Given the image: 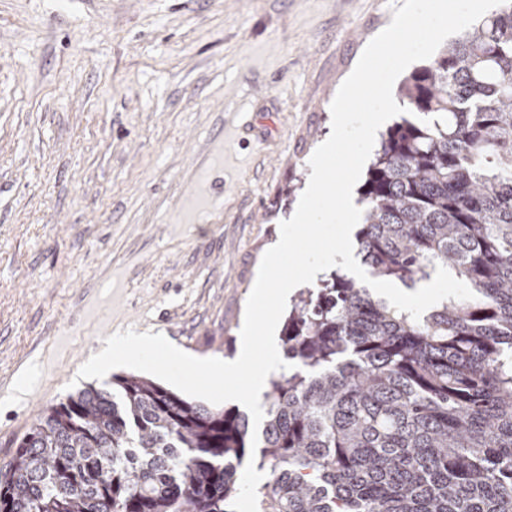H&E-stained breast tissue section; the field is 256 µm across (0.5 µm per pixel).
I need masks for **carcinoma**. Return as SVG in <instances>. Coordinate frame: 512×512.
<instances>
[{"label": "carcinoma", "instance_id": "obj_1", "mask_svg": "<svg viewBox=\"0 0 512 512\" xmlns=\"http://www.w3.org/2000/svg\"><path fill=\"white\" fill-rule=\"evenodd\" d=\"M362 189L370 275L474 293L416 321L336 272L299 293L270 381L262 512H512V4L405 80ZM251 438L141 375L42 412L0 512H226Z\"/></svg>", "mask_w": 512, "mask_h": 512}]
</instances>
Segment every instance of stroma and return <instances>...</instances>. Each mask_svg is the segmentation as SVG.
<instances>
[{
	"mask_svg": "<svg viewBox=\"0 0 512 512\" xmlns=\"http://www.w3.org/2000/svg\"><path fill=\"white\" fill-rule=\"evenodd\" d=\"M404 0H0V469L106 337L234 359L247 298Z\"/></svg>",
	"mask_w": 512,
	"mask_h": 512,
	"instance_id": "35a3bbf8",
	"label": "stroma"
}]
</instances>
